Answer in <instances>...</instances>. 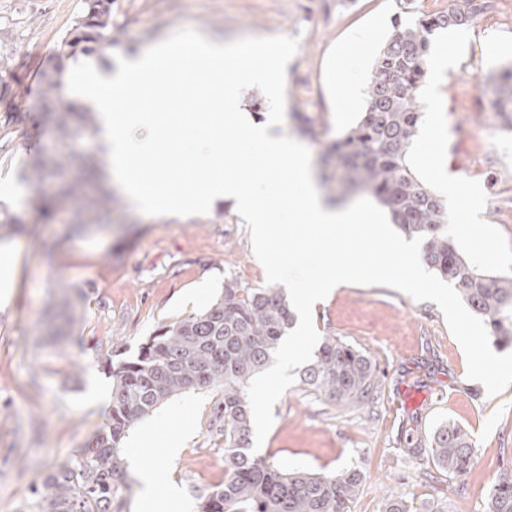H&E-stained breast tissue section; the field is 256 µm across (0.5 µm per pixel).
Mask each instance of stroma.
Wrapping results in <instances>:
<instances>
[{
  "mask_svg": "<svg viewBox=\"0 0 512 512\" xmlns=\"http://www.w3.org/2000/svg\"><path fill=\"white\" fill-rule=\"evenodd\" d=\"M486 11L460 26L456 61L435 91L419 87L420 107L437 102L440 146L428 170L411 147L416 175L447 209L455 186L477 188L473 237L454 236L459 253L492 277H512V129L487 112L483 86L512 64V0H487ZM83 0H0V57L9 78L0 85V211L23 217L29 230L8 239L16 252L7 286H0V512H19L31 486L68 461L104 422L92 406V382L111 385L107 361L131 356L159 326L207 307L225 281L266 285L250 233L222 200L184 221L143 215L114 187L116 204L101 224L72 232L68 217L40 219L20 182L26 162L49 139L26 91L61 37L80 17ZM456 0H115L119 38L90 61L104 67L182 28L205 29L221 40L287 35L298 49L286 72L280 130L306 146L319 165L329 141L360 119L362 95L376 57L403 13H440ZM370 33L366 50L349 41ZM358 95L351 112L338 97ZM81 288L80 324L69 339H50L46 320L59 314L57 294ZM320 337H337L373 362L379 387L364 409L339 408L302 380L284 392L256 454L281 469L336 472L360 469L365 479L350 512H383L386 499L413 512H486L488 492L512 475V386L496 397L468 379L464 352L440 308L388 286L348 285L313 311ZM218 392L181 393L129 432L152 436L143 454L162 466L185 496L188 512L224 479V434L213 422ZM470 433L474 464L452 480L431 457H406L441 423ZM191 424L192 436L168 459V433Z\"/></svg>",
  "mask_w": 512,
  "mask_h": 512,
  "instance_id": "1",
  "label": "stroma"
}]
</instances>
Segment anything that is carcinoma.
Masks as SVG:
<instances>
[{
  "instance_id": "carcinoma-1",
  "label": "carcinoma",
  "mask_w": 512,
  "mask_h": 512,
  "mask_svg": "<svg viewBox=\"0 0 512 512\" xmlns=\"http://www.w3.org/2000/svg\"><path fill=\"white\" fill-rule=\"evenodd\" d=\"M114 0H84L81 17L57 43L40 75L41 92L33 104L51 138L65 145L78 135L95 136L98 117L65 99L69 62L91 45L115 42ZM482 0H463L446 13L396 17L380 49L365 92L366 108L347 133L328 143L324 160L338 192L361 190L388 209L409 236L425 238L426 260L459 291L490 336L512 343V279L479 272L452 244L449 214L431 188L410 167V149L422 117L417 91L426 73L430 36L483 12ZM489 111L512 125V65L485 83ZM96 161L73 149L37 154L21 179L32 190L34 211L50 216L72 207L78 228L112 210L115 196L103 189L76 207L79 194L97 180ZM56 180L52 193L42 187ZM24 231L25 221L0 212V229ZM295 317L279 288H241L228 281L205 309L163 324L142 344L136 357L111 364L112 405L90 443L71 460L46 473L31 489L22 512H122L126 470L123 439L141 419L173 396L192 389L222 391L216 419L224 423V481L200 495L199 512H349L363 474L356 469L317 473L283 472L270 459L251 452L252 411L247 386L274 355ZM306 384L336 406L362 404L378 386L370 359L352 345L327 338L304 370ZM405 455L431 456L450 476L469 472L472 440L455 424L440 427L426 448H405ZM487 512H512V476L505 475L489 494Z\"/></svg>"
}]
</instances>
